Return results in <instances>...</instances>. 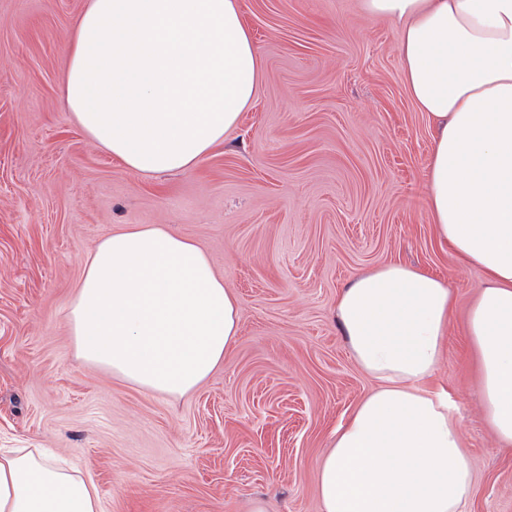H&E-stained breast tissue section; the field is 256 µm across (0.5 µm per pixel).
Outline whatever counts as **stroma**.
<instances>
[{
  "label": "stroma",
  "mask_w": 512,
  "mask_h": 512,
  "mask_svg": "<svg viewBox=\"0 0 512 512\" xmlns=\"http://www.w3.org/2000/svg\"><path fill=\"white\" fill-rule=\"evenodd\" d=\"M87 0H0V448L79 461L102 512H321L318 464L375 386L336 320L356 276L433 274L457 308L433 385L473 458L468 512H512V447L489 429L463 329L483 281L424 206L432 128L399 33L359 0H239L264 79L222 149L146 180L91 141L59 92ZM136 224L195 241L236 297L239 334L181 397L77 357L84 259Z\"/></svg>",
  "instance_id": "obj_1"
}]
</instances>
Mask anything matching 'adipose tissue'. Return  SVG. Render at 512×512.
I'll list each match as a JSON object with an SVG mask.
<instances>
[{
	"instance_id": "1",
	"label": "adipose tissue",
	"mask_w": 512,
	"mask_h": 512,
	"mask_svg": "<svg viewBox=\"0 0 512 512\" xmlns=\"http://www.w3.org/2000/svg\"><path fill=\"white\" fill-rule=\"evenodd\" d=\"M362 9L399 27L406 88L434 130L425 206L459 263L484 275L466 332L487 424L512 446V0H362ZM262 78L239 0H87L60 91L87 137L151 179L223 146ZM454 308L444 281L399 262L340 293L343 334L378 387L319 462L322 512H463L472 461L454 401L429 385ZM239 320L205 252L160 224L102 239L67 313L80 358L171 397L223 361ZM0 512H99V499L73 464L18 448L0 452Z\"/></svg>"
}]
</instances>
